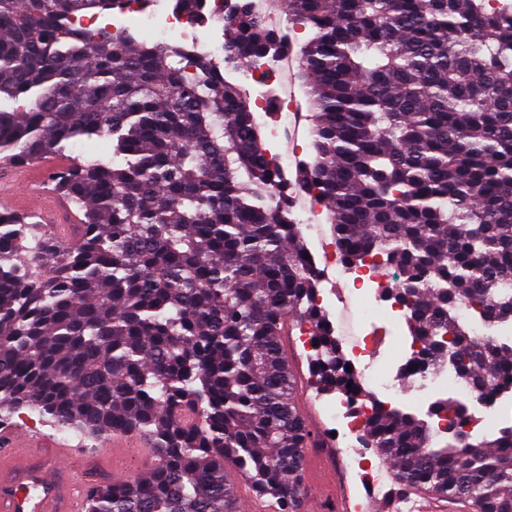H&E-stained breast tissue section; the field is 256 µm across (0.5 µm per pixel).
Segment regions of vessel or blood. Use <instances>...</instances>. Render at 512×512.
<instances>
[{"mask_svg":"<svg viewBox=\"0 0 512 512\" xmlns=\"http://www.w3.org/2000/svg\"><path fill=\"white\" fill-rule=\"evenodd\" d=\"M39 169L12 167L0 171V205L21 211L36 209L57 240L65 244L78 239V218L67 200L35 190ZM147 447L145 438L116 433L106 441L104 460L122 455L128 444ZM50 449L55 464L66 463L69 454L51 435L13 428L0 432V512H87L88 494L98 484L100 464H92L72 478H59L53 468L32 466L28 451Z\"/></svg>","mask_w":512,"mask_h":512,"instance_id":"b4317fda","label":"vessel or blood"}]
</instances>
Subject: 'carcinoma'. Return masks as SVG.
Instances as JSON below:
<instances>
[{
    "instance_id": "cac0c4a2",
    "label": "carcinoma",
    "mask_w": 512,
    "mask_h": 512,
    "mask_svg": "<svg viewBox=\"0 0 512 512\" xmlns=\"http://www.w3.org/2000/svg\"><path fill=\"white\" fill-rule=\"evenodd\" d=\"M116 2L0 0V160L63 156L82 139L113 148L52 178L77 209V242L0 211V420L28 409L98 440L149 441L146 474L98 485L88 512H239L231 471L271 512H298L308 433L281 343L290 322L314 333L318 388L351 379L317 278L237 87L177 45L117 46L71 24ZM285 2L313 32L300 67L315 156L301 179L343 260L382 256L422 361L493 394L512 346L472 336L456 302L512 323V6ZM280 43L242 3L225 62ZM444 413L458 425L464 406L440 398L427 416ZM365 433L401 494L512 512V429L471 440L378 408Z\"/></svg>"
}]
</instances>
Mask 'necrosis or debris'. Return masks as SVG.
I'll use <instances>...</instances> for the list:
<instances>
[{
  "label": "necrosis or debris",
  "mask_w": 512,
  "mask_h": 512,
  "mask_svg": "<svg viewBox=\"0 0 512 512\" xmlns=\"http://www.w3.org/2000/svg\"><path fill=\"white\" fill-rule=\"evenodd\" d=\"M198 16H188L177 0H123L120 9L74 15L72 23L88 33L108 30L114 43L148 33L157 40H175L186 55L214 64L224 60V27L234 0H200ZM291 42L255 65L238 70L237 82L247 100L256 129L267 132V155L277 166L278 191L287 194L290 215L302 228L309 266L321 288L318 306L333 333L345 346L344 359L352 368L353 384L329 405V417L341 432L334 455L343 468L361 466L365 421L376 408L419 409L452 391L466 408V430L483 436L512 427V385L491 396L461 383L449 365H420L415 344L405 329L410 318L406 304L385 298L387 273L372 263L347 265L336 240L322 222L323 199L294 173L307 147L292 136L304 115L297 94L284 88L285 67L293 59ZM277 108L279 123L269 126V108Z\"/></svg>",
  "instance_id": "1"
}]
</instances>
